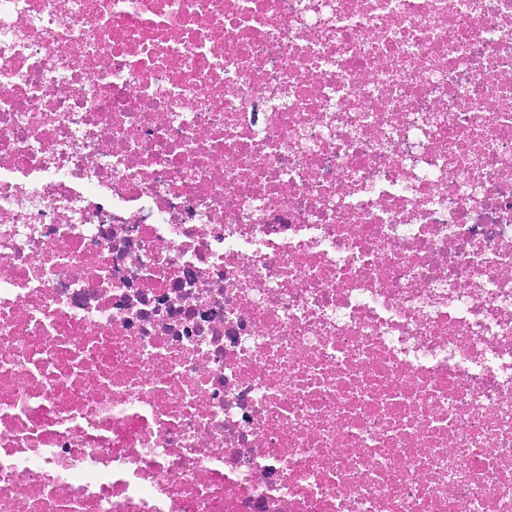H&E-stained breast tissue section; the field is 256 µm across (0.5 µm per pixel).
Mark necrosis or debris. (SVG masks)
Instances as JSON below:
<instances>
[{"instance_id":"1","label":"necrosis or debris","mask_w":512,"mask_h":512,"mask_svg":"<svg viewBox=\"0 0 512 512\" xmlns=\"http://www.w3.org/2000/svg\"><path fill=\"white\" fill-rule=\"evenodd\" d=\"M0 512H512V0H0Z\"/></svg>"}]
</instances>
